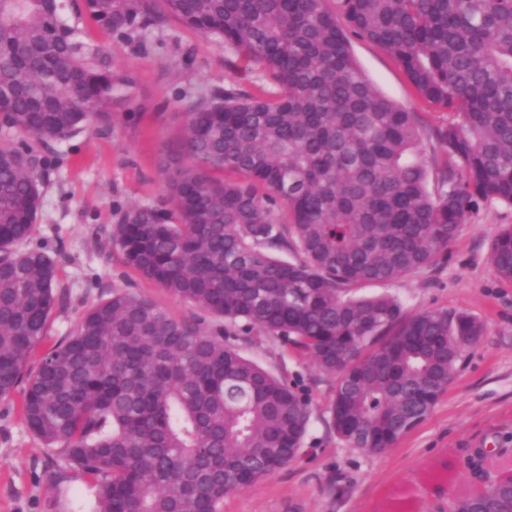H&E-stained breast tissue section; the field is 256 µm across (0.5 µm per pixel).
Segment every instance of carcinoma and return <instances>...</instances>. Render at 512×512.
<instances>
[{"label":"carcinoma","instance_id":"obj_1","mask_svg":"<svg viewBox=\"0 0 512 512\" xmlns=\"http://www.w3.org/2000/svg\"><path fill=\"white\" fill-rule=\"evenodd\" d=\"M125 38L172 16L265 66L275 95L188 98L166 193L105 236L126 266L216 320L203 331L114 291L29 368L62 302L54 260L19 245L41 205L37 148L112 126L134 77L63 17L64 0H0V399L95 481L94 512H220L301 456L309 400L231 339L260 329L336 375V434L380 453L425 420L482 336L465 312L410 314L360 287L435 263L480 201L512 205V0H82ZM344 17L345 23L339 22ZM372 42L427 104L456 163L429 189L416 113L352 55ZM512 282V225L490 247ZM452 512H512V479Z\"/></svg>","mask_w":512,"mask_h":512}]
</instances>
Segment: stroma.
Wrapping results in <instances>:
<instances>
[{
	"instance_id": "obj_1",
	"label": "stroma",
	"mask_w": 512,
	"mask_h": 512,
	"mask_svg": "<svg viewBox=\"0 0 512 512\" xmlns=\"http://www.w3.org/2000/svg\"><path fill=\"white\" fill-rule=\"evenodd\" d=\"M88 37L137 82L129 109L107 130L91 127L51 144L61 164L43 167L42 202L31 246L58 265L66 302L49 322L45 346L74 333L83 313L115 290L136 292L177 319L195 309L128 268L117 249L96 241L95 231L116 224L120 210L159 202L165 184L160 164L182 135L179 98L214 86L277 93L265 68L239 73L223 42L168 19L144 39L103 34L81 18ZM353 55L378 90L417 113L429 171L445 157L431 137L453 115L425 103L393 58L366 40ZM512 224V206L479 202L462 224L448 257L421 273L364 286L390 293L406 312H466L484 326L458 362L448 389L431 414L392 448L379 454L351 447L330 425L336 377L305 356L253 330L235 345L275 375L298 380L310 399L301 458L228 495L221 512H449L452 502L490 480L512 478V283L490 262V243ZM97 488L63 456L33 435L19 399H0V512H90Z\"/></svg>"
}]
</instances>
